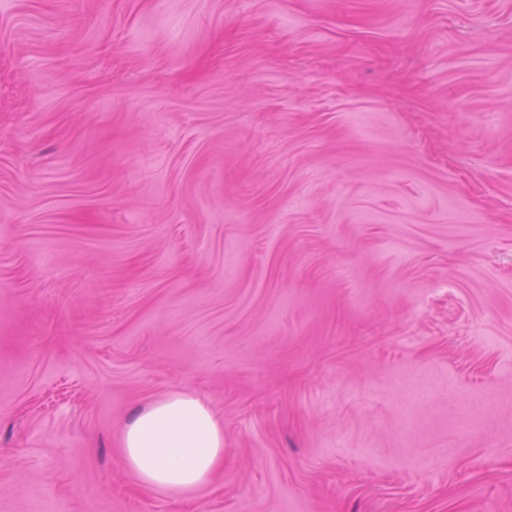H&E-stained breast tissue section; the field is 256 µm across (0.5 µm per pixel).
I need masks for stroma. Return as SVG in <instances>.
<instances>
[{
	"label": "stroma",
	"mask_w": 512,
	"mask_h": 512,
	"mask_svg": "<svg viewBox=\"0 0 512 512\" xmlns=\"http://www.w3.org/2000/svg\"><path fill=\"white\" fill-rule=\"evenodd\" d=\"M0 512H512V0H0ZM224 460V429L210 406L174 393L138 410L123 438V461L137 482L187 496L209 485Z\"/></svg>",
	"instance_id": "obj_1"
}]
</instances>
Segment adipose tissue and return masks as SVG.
<instances>
[{"instance_id": "obj_1", "label": "adipose tissue", "mask_w": 512, "mask_h": 512, "mask_svg": "<svg viewBox=\"0 0 512 512\" xmlns=\"http://www.w3.org/2000/svg\"><path fill=\"white\" fill-rule=\"evenodd\" d=\"M224 459V429L210 406L175 393L138 410L123 438L126 469L145 487L186 496L209 485Z\"/></svg>"}]
</instances>
